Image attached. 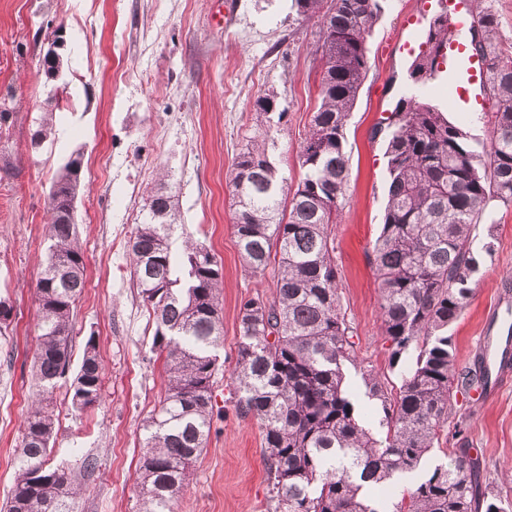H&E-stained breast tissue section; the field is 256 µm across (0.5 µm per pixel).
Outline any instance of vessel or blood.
<instances>
[{
    "label": "vessel or blood",
    "mask_w": 512,
    "mask_h": 512,
    "mask_svg": "<svg viewBox=\"0 0 512 512\" xmlns=\"http://www.w3.org/2000/svg\"><path fill=\"white\" fill-rule=\"evenodd\" d=\"M438 9L452 17V31L440 52V64L430 91L443 94L449 107L456 112H474L483 109L481 93L486 78V64L467 52L464 32L472 18L470 0H436ZM503 299H495L488 310L490 323L478 340V351L489 374L487 395L495 397L512 386V368L503 365L505 352L499 336V322L506 316Z\"/></svg>",
    "instance_id": "b4317fda"
}]
</instances>
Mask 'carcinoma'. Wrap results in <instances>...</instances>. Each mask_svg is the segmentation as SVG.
Returning <instances> with one entry per match:
<instances>
[{
    "instance_id": "carcinoma-1",
    "label": "carcinoma",
    "mask_w": 512,
    "mask_h": 512,
    "mask_svg": "<svg viewBox=\"0 0 512 512\" xmlns=\"http://www.w3.org/2000/svg\"><path fill=\"white\" fill-rule=\"evenodd\" d=\"M384 0H292L322 36L320 105L300 142L301 178L282 176L273 129L285 114L278 93L253 101L257 132L240 148L228 177L233 234L244 271L272 274L275 294H256L238 312L230 373L233 411L257 421L273 512H509L512 499L482 487L468 448L427 467L440 444L455 394L488 384L482 363L459 372L448 328L473 294L481 253L475 226L492 204H512V54L498 41L499 18L485 0L472 26L471 50L487 59L495 101L490 146L479 151L437 106L401 98L384 118L387 202L372 249L389 364L401 369L392 394L358 363L342 311L331 226L346 204L350 179L345 127L370 68L367 40ZM448 37V18L429 22L426 45L409 77L430 82ZM83 154L55 175L47 211L50 240L37 282L33 354L36 394L21 430L14 485L3 512H68L70 474L50 466L57 419L54 390L69 371L76 302L86 287L73 204ZM176 191L161 179L136 225L130 254L137 293L154 325L151 350L164 357L167 392L144 425L138 474L141 512H177L184 487L210 438L217 350L224 345L223 264L187 236L173 244ZM358 369L365 395L379 402L376 438L363 426L344 364ZM104 370L95 334L84 344L71 385L76 412L99 403ZM425 468L421 479L386 497L385 485Z\"/></svg>"
}]
</instances>
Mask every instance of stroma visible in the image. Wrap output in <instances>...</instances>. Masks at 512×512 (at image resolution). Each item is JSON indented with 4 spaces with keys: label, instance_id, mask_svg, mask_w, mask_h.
Listing matches in <instances>:
<instances>
[{
    "label": "stroma",
    "instance_id": "1",
    "mask_svg": "<svg viewBox=\"0 0 512 512\" xmlns=\"http://www.w3.org/2000/svg\"><path fill=\"white\" fill-rule=\"evenodd\" d=\"M422 2L385 0L368 39L371 69L346 126L348 202L333 229L341 304L358 360L390 387L399 386L401 373L389 365L370 263L387 194L385 142L373 129L401 97L425 92L408 78L413 56L405 47L408 18L428 25ZM57 28L67 91L56 95L40 54ZM319 37L317 20L299 19L291 0H0V95L16 90L0 124V295L13 306L0 330V504L14 484L15 450L35 390V292L49 245L45 201L59 167L82 152L76 220L87 287L75 309L70 365L79 367L93 334L105 376L102 401L81 413L71 408L69 380L60 381L51 464L80 476L72 512H138L144 424L167 384L131 277V234L148 195L171 175L183 230L224 265V346L213 388L215 407L224 409L240 304L274 292L272 278L243 271L227 177L241 142L255 131L253 100L274 91L287 112L275 133L281 166L299 179L298 146L319 105ZM48 112L53 133L33 148L31 135ZM491 220L474 235L493 241V255L448 330L460 369L477 355L490 302L498 292L512 294V205L496 206ZM447 432L449 446L466 445L481 458L485 482L503 486L512 469V388L488 399L458 394ZM84 456L97 465L83 475ZM179 512H271L256 421L231 411L218 420Z\"/></svg>",
    "mask_w": 512,
    "mask_h": 512
}]
</instances>
